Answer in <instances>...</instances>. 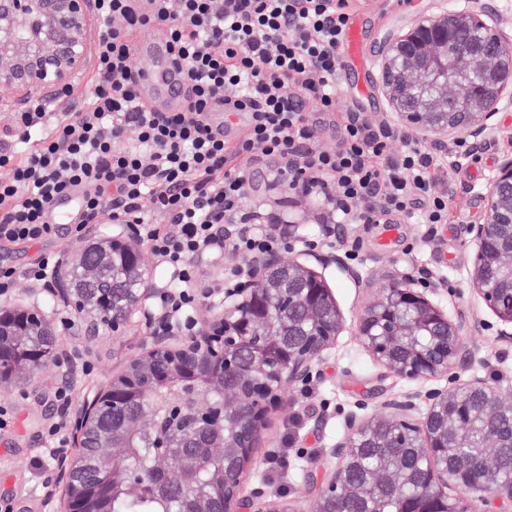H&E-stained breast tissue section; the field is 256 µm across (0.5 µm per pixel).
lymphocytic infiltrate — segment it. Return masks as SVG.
<instances>
[{"mask_svg": "<svg viewBox=\"0 0 512 512\" xmlns=\"http://www.w3.org/2000/svg\"><path fill=\"white\" fill-rule=\"evenodd\" d=\"M107 28L95 53L84 109L19 113L21 134L42 130L17 158L0 141V244L48 237V211L65 192L80 199V223L120 210L141 226L152 252L177 273L165 300L184 317L200 295L197 257L237 258L272 251L268 225L241 209L250 171L279 158L293 191L335 196V220L381 223L420 208L425 224L448 221L449 197L436 191L441 159L419 139L388 152V126L347 112L336 150L313 147L307 100L336 109L340 49L349 0H95ZM160 30L188 81L186 106L156 112L143 101L129 60L144 30ZM232 86L236 95H225ZM246 111L238 142L213 136V104Z\"/></svg>", "mask_w": 512, "mask_h": 512, "instance_id": "f902f5d3", "label": "lymphocytic infiltrate"}]
</instances>
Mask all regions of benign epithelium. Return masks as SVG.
Here are the masks:
<instances>
[{"mask_svg": "<svg viewBox=\"0 0 512 512\" xmlns=\"http://www.w3.org/2000/svg\"><path fill=\"white\" fill-rule=\"evenodd\" d=\"M100 27L95 0H0V87H7L13 93L0 106L25 109L36 99L49 100L69 88L86 67ZM475 29L485 31L483 40L472 44L468 51L448 52L452 39ZM379 74L391 108L405 122L415 125L425 140L441 147L448 136L464 133L472 146L478 148L485 142L491 121L500 108L512 103V35L507 32V24L489 6L479 13L466 7L446 9L422 17L392 36L383 47ZM450 112L460 114L462 123H448ZM504 187L512 189L511 155L502 161L490 183L483 223L469 227L474 244L470 289L502 323L499 340L512 345V307L504 309L496 305L484 280V271L491 263L512 276V246L495 255L485 250V242L493 236L497 225L512 223V196L502 195ZM90 255L100 267H110L120 274L134 271L141 276L143 287L137 290L125 311L110 316L112 331L125 332L133 316L139 313L149 324L150 332L141 355L106 386L84 399L72 425L73 443L78 452L62 472L59 512H101L100 503L90 495L89 487L74 481L81 456L79 449H101L100 473L107 476L115 472L112 456L123 452L125 444L118 435L99 430V416L127 396L142 393L143 381L155 375L157 364L165 366L160 374L165 381L181 380L203 363L233 373L250 337L261 333L268 337V349H277L276 338L281 335L285 317L269 300L271 292L278 288L270 279V271L286 264L274 253L251 264L244 285L224 293V299L213 305L210 318L195 336L185 335L180 323L167 310L147 304L155 289L144 287L148 274L135 232L128 225L67 258L57 273L55 290L65 299H75L77 310L84 306L83 289L80 283L69 279V273L72 267L86 263ZM286 265L292 276L309 285L308 292L295 305L304 311L313 327V339L308 346L274 361L262 353L253 354V370L258 381L242 414L243 438L204 426L175 431L166 452L158 455L156 469L165 471L170 465H177L186 490L192 487L198 472L209 464L191 445L192 439L204 432L205 447L237 449L239 470L245 472L251 466L254 448L269 414L284 407L281 388L307 382L341 330L340 313L323 279L296 262ZM34 328H50L39 311L0 307V336L10 338L17 365L27 369L31 377L39 367L27 364L28 352L23 343ZM425 334L445 340L447 350L440 356L432 355L418 344L417 337ZM358 337L377 362L397 377L421 381L451 372L457 380L443 390L424 394L412 391L390 399L373 419L349 415L346 437L328 450L334 470L319 491L312 512H320V498L338 488L346 495L359 493L356 488L338 486L339 473L347 465L357 436L376 420L400 426L422 402L427 404L426 417L442 414L444 428L455 435L447 447L438 448L428 423L415 427L428 485L437 492L448 487L455 491L448 496L445 512H512V478H498L493 457H484L476 469L464 461L461 452L470 447L468 436L457 434L458 420L465 410L463 397L475 394L485 399L489 414L504 405L499 387L469 374L475 363L484 364L486 359L467 341L462 325L414 288L411 278L394 270L386 275L367 307ZM405 340L411 348L410 357L405 362H396L389 355L388 345ZM402 477L401 465L394 459L380 463L373 470L376 482L386 479L398 482ZM211 480L224 484V512H293L286 501L275 505L267 500L262 488L255 489L248 498L241 496L240 482L227 483L221 466L211 471Z\"/></svg>", "mask_w": 512, "mask_h": 512, "instance_id": "7a95c632", "label": "benign epithelium"}]
</instances>
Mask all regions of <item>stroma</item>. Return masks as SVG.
<instances>
[{
	"mask_svg": "<svg viewBox=\"0 0 512 512\" xmlns=\"http://www.w3.org/2000/svg\"><path fill=\"white\" fill-rule=\"evenodd\" d=\"M451 0H356L353 21L362 22L368 53L378 59L384 42L423 15L437 13ZM369 100L338 88L336 110L321 114L316 101L306 103L307 120L315 145L334 150L339 143L342 117L359 105L373 122L391 125L394 135L390 154L405 148V135L412 128L389 107L379 85L378 71H371ZM512 154V107L493 119L484 144L474 150L452 178L443 179L441 190L451 192V221L433 228L416 215L398 217L396 236L389 247L379 241L382 224H329L324 210L310 196L289 192L287 181L274 180L276 158L256 162L242 199L244 210L263 206L278 233L276 252L316 271L325 281L340 311L342 328L316 374L304 384L284 388L286 409L273 413L264 435L254 450L253 463L243 474L244 491L263 488L274 502L288 501L294 512H311L317 492L332 474L327 451L346 433V418L359 412L374 415L388 399L410 391H427L447 385L439 376L418 383L390 374L364 348L357 326L364 309L373 300L386 271L397 270L414 279L418 290L429 291L431 299L468 330L479 345L487 365H475L474 374L486 378L502 391L512 393V355L499 358L497 335L501 323L469 287V268L474 245L470 225L482 223L485 191L504 156ZM298 222L295 236H288L283 218ZM87 243L86 232L72 224H58L52 236L34 244L0 247V263L13 267L17 284L8 294V305L39 303L69 357L50 362L35 378L23 385L0 384V407L10 420L0 429V512H56L61 491V461L51 460L48 430L56 422H72L84 398L122 371L140 354L147 334L144 323L123 334H112L107 325L87 335L73 308L53 298L49 284H33L25 273L38 257L54 253L65 258L78 253ZM357 251L348 259V251ZM67 392L62 403L59 392Z\"/></svg>",
	"mask_w": 512,
	"mask_h": 512,
	"instance_id": "1",
	"label": "stroma"
}]
</instances>
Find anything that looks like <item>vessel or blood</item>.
<instances>
[{"instance_id":"vessel-or-blood-1","label":"vessel or blood","mask_w":512,"mask_h":512,"mask_svg":"<svg viewBox=\"0 0 512 512\" xmlns=\"http://www.w3.org/2000/svg\"><path fill=\"white\" fill-rule=\"evenodd\" d=\"M137 51L148 54L153 59L150 68L138 74L142 89L152 91L161 101L162 111L178 109L186 96V82L180 69L172 61L167 43L162 34H154L149 40L136 42ZM356 79L361 94L370 92V61L362 47V36L358 28H349L345 38V48L338 72L339 83ZM78 211L75 198H59L51 206L49 213L53 223L71 224Z\"/></svg>"}]
</instances>
